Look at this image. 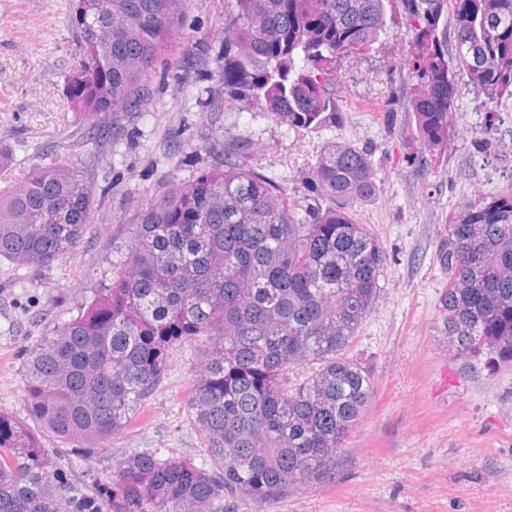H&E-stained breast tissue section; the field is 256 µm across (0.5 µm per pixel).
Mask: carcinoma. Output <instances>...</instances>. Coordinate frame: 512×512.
<instances>
[{"label":"carcinoma","instance_id":"obj_1","mask_svg":"<svg viewBox=\"0 0 512 512\" xmlns=\"http://www.w3.org/2000/svg\"><path fill=\"white\" fill-rule=\"evenodd\" d=\"M392 2L224 0V89L292 129L336 124L328 70L340 55L373 50ZM401 3L419 47L414 135L434 150L448 141L460 79L491 102L512 96V0ZM188 5L69 0L78 55L68 109L112 121L88 125L91 148L79 159L36 165L0 193V262L39 271L79 248L96 175L122 122L150 111L153 81L174 68ZM207 153L192 179L142 200L112 279L26 353V405L40 430L0 412V512H223L226 497L275 503L294 486L336 479L374 388L350 352L386 261L351 209L378 191L371 154L327 144L311 168L314 205L299 213L244 164L247 143L226 149L218 134ZM438 259L448 351L511 366L512 190L463 204ZM191 342L207 347L187 399L204 463L145 449L115 465L110 488L70 491L43 434L100 452Z\"/></svg>","mask_w":512,"mask_h":512}]
</instances>
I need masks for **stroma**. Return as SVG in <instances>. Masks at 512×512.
Segmentation results:
<instances>
[{
    "label": "stroma",
    "instance_id": "1",
    "mask_svg": "<svg viewBox=\"0 0 512 512\" xmlns=\"http://www.w3.org/2000/svg\"><path fill=\"white\" fill-rule=\"evenodd\" d=\"M404 18L395 0L373 50L337 58L332 86L342 118L333 126L293 130L261 108L226 99L214 78L190 93L178 90L173 77L155 83L149 116L129 126L98 172L106 192L74 258L37 272L0 265V411L25 416L23 351L60 314L91 298L132 242L127 227L139 200L191 178L216 130L225 142L249 143L248 164L276 181L299 209L312 205L311 167L336 140L370 151L380 186L353 208L387 256L378 300L352 348L371 367L374 391L348 436L335 481L294 487L275 504L228 500L224 512H512V369L467 365L449 352L440 322L448 275L437 260L439 239L463 203L512 186V140L497 141L501 159L491 165L471 146L486 113L512 125V98L492 103L461 87L449 114L447 150H425L411 133L408 103L419 78ZM183 38L188 48L208 44L203 67L215 71L224 0H190ZM75 60L68 0H0V134H8L14 152L12 177L49 163L58 141L82 127L79 113L62 109L64 76ZM210 96L223 100L221 111L204 110ZM200 359L198 345L177 348L162 384L92 459L45 437L64 478L107 484L119 461L145 449L203 460L186 407Z\"/></svg>",
    "mask_w": 512,
    "mask_h": 512
}]
</instances>
